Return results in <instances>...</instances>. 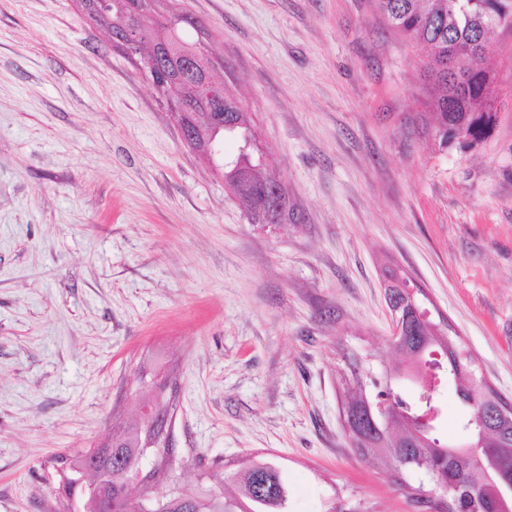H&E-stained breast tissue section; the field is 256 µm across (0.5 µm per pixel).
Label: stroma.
<instances>
[{
    "instance_id": "stroma-1",
    "label": "stroma",
    "mask_w": 512,
    "mask_h": 512,
    "mask_svg": "<svg viewBox=\"0 0 512 512\" xmlns=\"http://www.w3.org/2000/svg\"><path fill=\"white\" fill-rule=\"evenodd\" d=\"M171 2L301 221L249 223L80 0H0V512H66L61 459L133 420L157 356L178 391L155 494L273 455L291 512H424L427 477L354 454L344 379L400 362L393 268L512 403V30L489 39L497 121L463 149L372 0ZM435 400L436 437L469 442L453 375Z\"/></svg>"
}]
</instances>
